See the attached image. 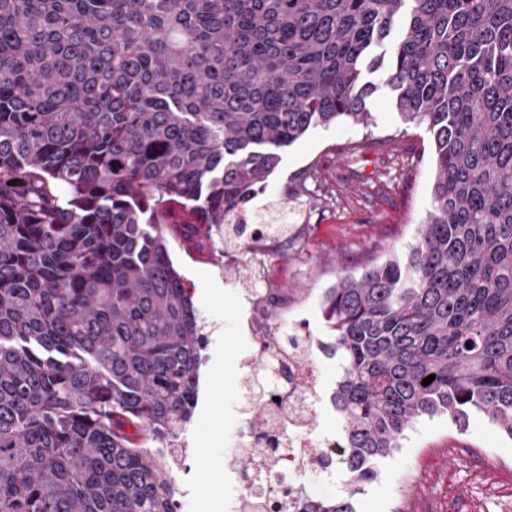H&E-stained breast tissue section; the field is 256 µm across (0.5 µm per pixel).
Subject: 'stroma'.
Here are the masks:
<instances>
[{"instance_id":"35a3bbf8","label":"stroma","mask_w":512,"mask_h":512,"mask_svg":"<svg viewBox=\"0 0 512 512\" xmlns=\"http://www.w3.org/2000/svg\"><path fill=\"white\" fill-rule=\"evenodd\" d=\"M364 78L376 86L367 100L373 126L341 120L309 130L282 152L254 200L287 205L297 237L287 251L260 249L246 260L247 273H264L268 297L249 306L225 280L223 261L168 238L207 334L198 402L181 436L190 453L175 473L178 512H224L242 319L253 315L256 330L267 335L273 310L281 323H301L307 335L328 340L324 290L339 275L358 276L388 256H405L418 236L434 174L429 136L402 121L381 71ZM312 173L314 196L296 197ZM354 506L356 512H512V439L476 413L463 429L445 416L422 419L398 452L379 460L377 478L355 495Z\"/></svg>"}]
</instances>
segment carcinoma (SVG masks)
I'll return each instance as SVG.
<instances>
[{
  "mask_svg": "<svg viewBox=\"0 0 512 512\" xmlns=\"http://www.w3.org/2000/svg\"><path fill=\"white\" fill-rule=\"evenodd\" d=\"M366 69L431 135V206L322 296L344 494L251 508L356 512L423 417L512 439V0H0V512H177L207 337L162 226L249 243L285 148L369 124Z\"/></svg>",
  "mask_w": 512,
  "mask_h": 512,
  "instance_id": "cac0c4a2",
  "label": "carcinoma"
}]
</instances>
